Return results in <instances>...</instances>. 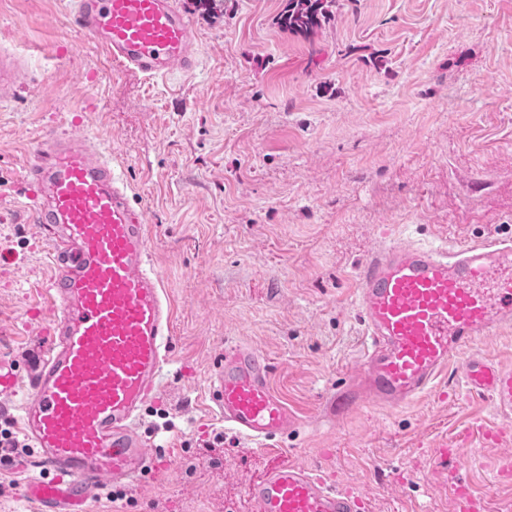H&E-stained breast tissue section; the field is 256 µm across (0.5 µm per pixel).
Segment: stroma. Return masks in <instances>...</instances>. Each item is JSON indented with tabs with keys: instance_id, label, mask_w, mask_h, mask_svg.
I'll return each instance as SVG.
<instances>
[{
	"instance_id": "obj_1",
	"label": "stroma",
	"mask_w": 512,
	"mask_h": 512,
	"mask_svg": "<svg viewBox=\"0 0 512 512\" xmlns=\"http://www.w3.org/2000/svg\"><path fill=\"white\" fill-rule=\"evenodd\" d=\"M180 4L199 63L147 78L70 29L72 0H0V48L28 68L0 92V358L29 376L44 341L35 310L52 268L26 159L76 114L144 205L175 309L140 419L159 467L121 499L98 493L91 512H253L249 487L282 462L361 495L365 512H449L458 478L484 512H504L512 484L493 478L512 419L466 395L454 367L402 408L359 400L353 291L383 233L448 249L512 235V0H336L308 37L279 26L285 0ZM239 343L266 357L302 421L273 453L207 399ZM212 429L223 447H199ZM440 448L462 464L440 463ZM32 476L0 460V512H34Z\"/></svg>"
}]
</instances>
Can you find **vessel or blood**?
<instances>
[{"mask_svg": "<svg viewBox=\"0 0 512 512\" xmlns=\"http://www.w3.org/2000/svg\"><path fill=\"white\" fill-rule=\"evenodd\" d=\"M71 25L123 68L147 76L190 72L195 30L177 0H73ZM23 62L0 51V86L21 85ZM32 220L55 271L45 285L53 316L42 361L29 376L0 363V392L41 476L24 485L38 512H86L105 484L138 482L157 462L136 423L168 364L172 306L149 263V226L122 171L89 138L48 128L31 154ZM369 343L356 375L367 400L395 410L458 362L468 393L512 416V368L480 341L512 328V237L458 249L397 240L356 268ZM210 399L225 423L264 445L300 421L270 385L252 348L226 347ZM255 512H362L360 497L283 463L252 485ZM457 482L452 512H479Z\"/></svg>", "mask_w": 512, "mask_h": 512, "instance_id": "1", "label": "vessel or blood"}]
</instances>
